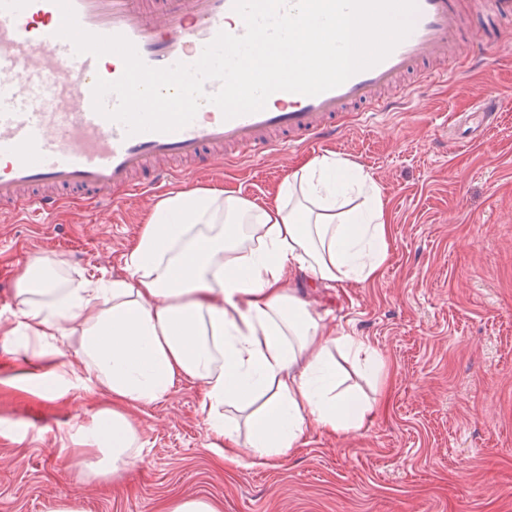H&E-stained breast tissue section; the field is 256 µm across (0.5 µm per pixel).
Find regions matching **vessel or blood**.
<instances>
[{
    "instance_id": "b4317fda",
    "label": "vessel or blood",
    "mask_w": 512,
    "mask_h": 512,
    "mask_svg": "<svg viewBox=\"0 0 512 512\" xmlns=\"http://www.w3.org/2000/svg\"><path fill=\"white\" fill-rule=\"evenodd\" d=\"M79 24L99 34H121L151 67L192 64L223 30L240 35L234 0H71ZM472 10L499 19L478 31L468 59L472 68L486 50L512 42V0H472ZM55 0H0V220L40 223L74 199L141 198L180 182V161L195 171L213 160L272 156L336 139L346 113L371 118L396 108L415 90L401 77L448 56L461 32L457 0H417L414 28L382 62L316 96L278 91L262 111L224 119L201 102L194 120L169 133L127 135L125 127L97 114L96 78L114 81L124 64L115 54H75L60 38ZM500 110L498 99H477L460 114L467 132L481 137Z\"/></svg>"
}]
</instances>
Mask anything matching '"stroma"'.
<instances>
[{
    "label": "stroma",
    "instance_id": "stroma-1",
    "mask_svg": "<svg viewBox=\"0 0 512 512\" xmlns=\"http://www.w3.org/2000/svg\"><path fill=\"white\" fill-rule=\"evenodd\" d=\"M474 42L455 46L443 82L405 111L362 122L348 113L335 142L275 156L215 162L188 188L266 197L289 168L333 152L363 164L393 217L391 256L369 285L303 284L314 313L380 351L387 382L351 372L370 398L388 393L363 430L309 429L306 444L267 465L224 462L207 436L198 390L131 413L144 443L130 472L84 482L57 437L109 407L74 389H26L31 352L0 351V512H165L201 496L221 512H512V44L463 73ZM497 95L483 139L449 142L455 113ZM152 200H76L43 224L0 222V330L15 308L18 271L36 258L69 273L125 275L123 255Z\"/></svg>",
    "mask_w": 512,
    "mask_h": 512
}]
</instances>
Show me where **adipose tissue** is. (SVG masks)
Here are the masks:
<instances>
[{
	"mask_svg": "<svg viewBox=\"0 0 512 512\" xmlns=\"http://www.w3.org/2000/svg\"><path fill=\"white\" fill-rule=\"evenodd\" d=\"M392 239L380 186L329 153L295 166L262 200L208 187L162 198L127 251V276L76 284L35 259L16 278L6 334L46 359L38 392L111 399L68 434L81 480L134 466L143 444L129 410L183 384L199 391L213 447L235 461L247 444L251 464L265 465L301 448L310 428L343 435L374 415L373 401L343 387L339 360L378 378L382 357L367 337L334 333L289 284L374 283ZM63 341L81 356L77 376ZM225 406L246 411V434Z\"/></svg>",
	"mask_w": 512,
	"mask_h": 512,
	"instance_id": "ef3b65f1",
	"label": "adipose tissue"
}]
</instances>
